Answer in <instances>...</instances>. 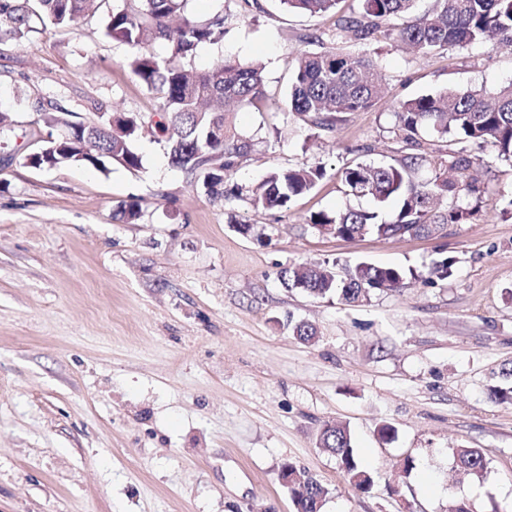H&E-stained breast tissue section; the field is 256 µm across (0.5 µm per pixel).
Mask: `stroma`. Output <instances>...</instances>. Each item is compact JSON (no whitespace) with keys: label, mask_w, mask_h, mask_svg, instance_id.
I'll return each mask as SVG.
<instances>
[{"label":"stroma","mask_w":512,"mask_h":512,"mask_svg":"<svg viewBox=\"0 0 512 512\" xmlns=\"http://www.w3.org/2000/svg\"><path fill=\"white\" fill-rule=\"evenodd\" d=\"M115 0L73 29L36 21L22 46L0 43V512H293L278 480L293 463L329 490L323 512H512V403L490 397L512 363V164L478 169L479 215L430 236L341 239L307 219L348 199L343 170L391 164L396 102L451 86L493 92L512 80V46L481 43L420 57L394 18L359 43L337 33L361 0L310 16L279 0H188L189 14L236 22L191 65L231 56L264 67L266 97L231 117L252 148L216 200L201 173L170 165L142 137V166L39 170L24 165L48 128L39 107L81 120L97 104L163 121L156 95L125 66L126 45L103 34ZM364 53L386 91L333 128L288 112L300 52ZM322 166L289 209L254 205L269 170ZM137 202L127 222L120 207ZM451 258L448 278L430 276ZM361 262L413 270L368 300L317 298L284 287L282 271ZM304 321L305 342L292 333ZM327 422L348 425L379 477L356 491L318 445ZM392 424L390 442L377 436ZM479 448L487 467L456 472L452 451ZM418 470L401 477L405 457Z\"/></svg>","instance_id":"35a3bbf8"}]
</instances>
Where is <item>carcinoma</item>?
I'll return each instance as SVG.
<instances>
[{
    "label": "carcinoma",
    "instance_id": "1",
    "mask_svg": "<svg viewBox=\"0 0 512 512\" xmlns=\"http://www.w3.org/2000/svg\"><path fill=\"white\" fill-rule=\"evenodd\" d=\"M290 10L319 14L336 10L338 0H281ZM416 0H362L363 19L340 17L336 29L351 31L368 41L381 24L393 17L409 15L397 37L415 50L429 54L491 40L512 44V0H436L431 15L414 14ZM187 0H123L112 7L105 20L104 35L125 44V63L131 73L162 100L167 123L159 126L171 164L187 172L204 171L208 195L224 197V177L235 159L251 149L247 138L229 128L225 106L254 104L263 96L261 66L230 57L218 59L206 71L188 66L202 43L217 44L224 38L231 15L217 12L199 19L186 11ZM98 0H0V42L21 44L36 17L52 24L74 28ZM162 44L166 55L151 48ZM382 91L376 64L367 56L335 51L303 53L293 70L288 91V109L320 126H331L336 114L359 112L372 106ZM394 134L415 153L388 165L357 163L346 168L343 180L350 194L370 196L379 203L399 202L389 218L380 212L349 205L310 216L314 227L328 226L343 238L364 232L379 237H402L439 232L447 224H460L484 203L481 182L468 175L484 162L477 151L490 148L492 157L512 162V83L493 93L478 88H452L435 95L401 101L395 109ZM47 123L66 128L68 138L50 153L26 156L35 169L60 166H92L107 170L106 162L118 161L131 169L141 167L135 144L146 122L135 115L112 119V132L95 125L75 124L64 112L47 113ZM431 129L452 135L462 147L448 159L429 158L419 152L420 131ZM427 167L429 176L418 179L416 171ZM324 175L322 167L300 166L275 169L252 194V201L269 207L288 208L293 198L311 191ZM407 272L398 267L357 264L345 279L324 265H298L282 275L288 288L305 286L315 297L334 295L347 302L368 297L373 289L396 291L403 287ZM506 385L491 389L492 399L512 401V365L502 367ZM322 448L336 457L347 481L355 490L368 493L376 475L359 460L351 435L343 425L320 434ZM458 469L479 475L486 456L478 448H457ZM294 512H321L329 490L301 475L288 486Z\"/></svg>",
    "mask_w": 512,
    "mask_h": 512
}]
</instances>
